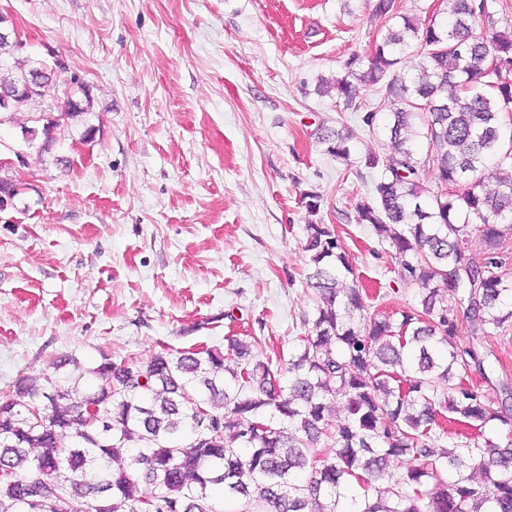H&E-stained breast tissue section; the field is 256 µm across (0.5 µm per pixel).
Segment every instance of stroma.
<instances>
[{
	"label": "stroma",
	"mask_w": 512,
	"mask_h": 512,
	"mask_svg": "<svg viewBox=\"0 0 512 512\" xmlns=\"http://www.w3.org/2000/svg\"><path fill=\"white\" fill-rule=\"evenodd\" d=\"M0 14L31 58L67 62L60 86L77 77L96 97L85 124L31 152L29 189L0 212V390L232 334L288 356L316 308L311 222L334 225L368 304L416 305L356 221L375 177L361 158L389 138L319 91L386 32L369 0H0ZM336 132L352 135L349 162L320 142ZM486 348L489 378H459L512 417V323ZM67 356L77 366L56 368Z\"/></svg>",
	"instance_id": "35a3bbf8"
}]
</instances>
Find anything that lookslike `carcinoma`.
<instances>
[{"label": "carcinoma", "mask_w": 512, "mask_h": 512, "mask_svg": "<svg viewBox=\"0 0 512 512\" xmlns=\"http://www.w3.org/2000/svg\"><path fill=\"white\" fill-rule=\"evenodd\" d=\"M373 17L393 22L366 56L354 54L329 87L359 112L361 127H384L391 152H367L379 171L357 223L388 243L394 272L418 290L417 305L395 319L366 304L349 255L331 224L305 225L307 287L319 303L303 317L287 367L260 359L256 336H227L224 351L163 350L142 363L103 353L83 376L62 384L50 374L21 379L0 394V512H512V421L457 370L491 369L475 344L454 341L452 291L486 339L512 322V279L503 273L512 238V81L487 73L489 60L512 66V26L497 30L481 0H448V18L424 21L395 0H370ZM0 14V125L58 83L57 71L13 47ZM419 60L418 77L403 62ZM377 86L395 108L356 103ZM66 98L67 120L93 111L92 88ZM23 139L45 141L59 126L35 118ZM432 143L421 155L416 139ZM330 156L348 161L349 137H322ZM497 169L490 170V162ZM436 188L421 183L425 170ZM453 191L438 194L444 186ZM474 234L482 262L459 248ZM346 411L334 423L328 404ZM452 419L480 430L498 421L504 438L483 433L435 449ZM331 443L334 454L322 453ZM421 461L403 472L400 457ZM479 471L481 480L474 479ZM377 482L386 485L372 498ZM150 486L143 493L141 484Z\"/></svg>", "instance_id": "carcinoma-1"}]
</instances>
